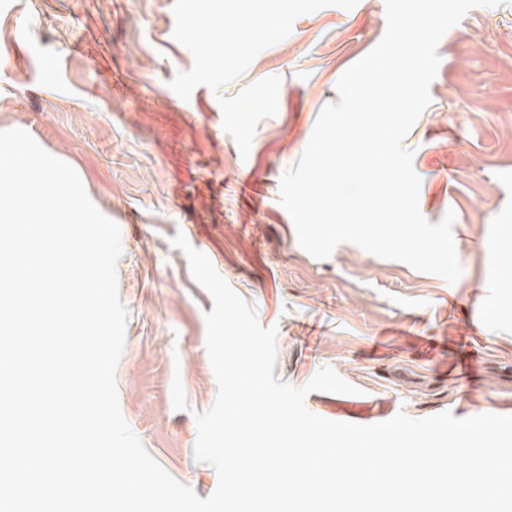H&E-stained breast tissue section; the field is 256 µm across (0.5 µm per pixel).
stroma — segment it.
<instances>
[{"label": "stroma", "instance_id": "1", "mask_svg": "<svg viewBox=\"0 0 512 512\" xmlns=\"http://www.w3.org/2000/svg\"><path fill=\"white\" fill-rule=\"evenodd\" d=\"M0 0V130L21 128L78 173L121 232L130 315L121 411L155 461L200 498L195 413L217 383L208 292L171 243L184 234L277 326L274 374L331 367L357 394L310 393L323 418L369 425L512 415V0L476 6L440 40L431 103L405 143L430 223L454 211L456 283L351 243L317 260L279 202L336 85L386 30L385 0ZM220 13L240 32L212 42Z\"/></svg>", "mask_w": 512, "mask_h": 512}]
</instances>
